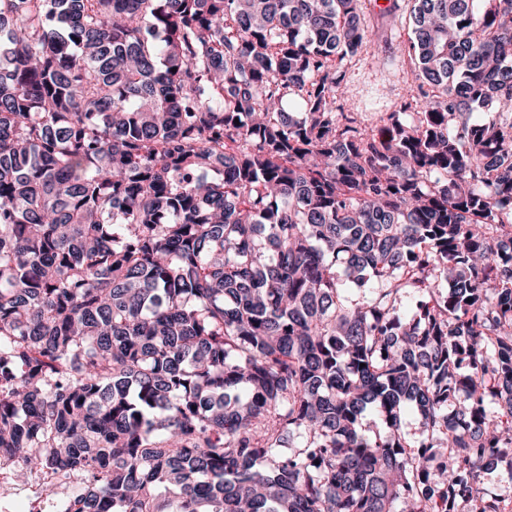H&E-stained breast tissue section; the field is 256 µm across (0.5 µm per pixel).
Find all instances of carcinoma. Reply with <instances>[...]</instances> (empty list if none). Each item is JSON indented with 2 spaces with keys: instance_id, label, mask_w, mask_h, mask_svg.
I'll list each match as a JSON object with an SVG mask.
<instances>
[{
  "instance_id": "cac0c4a2",
  "label": "carcinoma",
  "mask_w": 512,
  "mask_h": 512,
  "mask_svg": "<svg viewBox=\"0 0 512 512\" xmlns=\"http://www.w3.org/2000/svg\"><path fill=\"white\" fill-rule=\"evenodd\" d=\"M408 3L369 130L362 0H0V463L60 512H503L512 0ZM395 17H381L368 4L369 42L365 50L343 61L344 80L336 89L338 103L345 112H354L366 127L381 124L384 112H394L403 95L409 94L414 65L401 48L408 39L407 2ZM408 91V92H407ZM481 487L497 495L507 506L506 512H512V473L505 463H495L480 471Z\"/></svg>"
}]
</instances>
